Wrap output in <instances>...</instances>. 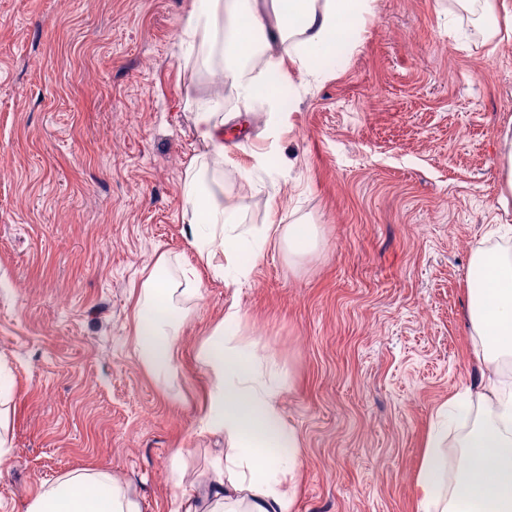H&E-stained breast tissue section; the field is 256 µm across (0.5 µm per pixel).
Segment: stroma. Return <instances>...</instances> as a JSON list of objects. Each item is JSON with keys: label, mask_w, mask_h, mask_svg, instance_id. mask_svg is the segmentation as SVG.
Returning a JSON list of instances; mask_svg holds the SVG:
<instances>
[{"label": "stroma", "mask_w": 512, "mask_h": 512, "mask_svg": "<svg viewBox=\"0 0 512 512\" xmlns=\"http://www.w3.org/2000/svg\"><path fill=\"white\" fill-rule=\"evenodd\" d=\"M194 0H0V512L48 481L109 469L141 512H174L171 451L201 478L197 351L229 308L239 340L284 380L297 434L295 512H418L442 405L480 380L467 281L477 245L512 254L496 208L512 117V40L488 41L453 0H375L354 52L292 94L278 133L259 103L209 80L187 48ZM219 100L210 172L243 228L318 224L314 251L266 246L246 280L200 269L179 376L141 363L133 311L159 255L197 267L181 222L193 116Z\"/></svg>", "instance_id": "35a3bbf8"}]
</instances>
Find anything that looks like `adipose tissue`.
<instances>
[{
	"label": "adipose tissue",
	"instance_id": "adipose-tissue-1",
	"mask_svg": "<svg viewBox=\"0 0 512 512\" xmlns=\"http://www.w3.org/2000/svg\"><path fill=\"white\" fill-rule=\"evenodd\" d=\"M375 0H195L183 34L201 43L221 42L224 79L246 104L264 99L277 109L276 89H262L250 74L254 53H267L294 38L288 58L302 82L320 80L322 63L339 50L355 48ZM459 10L480 8L492 39L512 38V0H455ZM207 163L189 161L182 190V221L200 262L225 283L246 279L272 235L290 255L313 251L314 224L242 229L236 208L224 202L223 180L209 177ZM194 270L181 279L158 257L139 284L134 306L137 354L155 379L171 384L179 374L177 344L188 316L184 300H201ZM469 320L481 341L480 367L497 374L500 357L512 355V256L476 247L468 278ZM241 318L231 309L201 343L197 358L210 378L205 406L209 431L226 446L211 463L206 480L180 483L176 512H294L299 467L295 431L281 417L282 387L265 380L259 358L235 343ZM482 422L462 440L457 475L444 481L441 434L431 435L421 471L419 512H512V393L496 382L477 391ZM26 512H140L125 485L107 470H77L42 484Z\"/></svg>",
	"mask_w": 512,
	"mask_h": 512
}]
</instances>
